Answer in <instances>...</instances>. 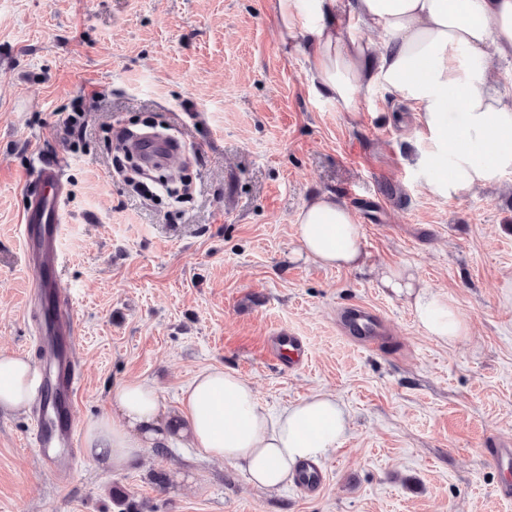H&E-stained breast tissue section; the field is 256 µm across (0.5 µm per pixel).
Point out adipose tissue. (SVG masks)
<instances>
[{"instance_id":"obj_1","label":"adipose tissue","mask_w":512,"mask_h":512,"mask_svg":"<svg viewBox=\"0 0 512 512\" xmlns=\"http://www.w3.org/2000/svg\"><path fill=\"white\" fill-rule=\"evenodd\" d=\"M283 52L306 56L310 89L344 111L359 94L382 87L417 112L429 139L426 161L436 194L498 184L512 172V86L495 82L493 63L512 58V0H267ZM383 32L382 42L370 39ZM299 252L330 268L364 259L363 231L336 195L313 197L295 218ZM380 287L406 299L424 333L455 343L470 333L447 295L420 286L401 267L377 269ZM39 375L30 358L0 351V413L34 403ZM111 414L90 423L88 455L121 469L142 449L179 442L233 463L259 489L292 481L298 465L320 461L346 437L350 413L336 397L314 393L285 407L263 408L240 373L212 367L183 387L177 423L161 419L156 386L113 384Z\"/></svg>"}]
</instances>
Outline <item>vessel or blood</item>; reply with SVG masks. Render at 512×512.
<instances>
[{"instance_id": "obj_1", "label": "vessel or blood", "mask_w": 512, "mask_h": 512, "mask_svg": "<svg viewBox=\"0 0 512 512\" xmlns=\"http://www.w3.org/2000/svg\"><path fill=\"white\" fill-rule=\"evenodd\" d=\"M147 163L154 164L170 159L180 152L177 144L158 136L142 137L137 145ZM39 177L41 187L35 194L29 210L24 216L22 234L28 261L41 274V289L45 297L49 323L38 338L44 350V363L49 366V384L57 393L60 408L42 415L41 423L33 433L32 440L41 450L45 468L58 470L62 464L57 451L77 445V436L72 423V401L80 386L78 351L75 347L76 328L73 318L72 300L60 288L61 252L60 243L64 232L62 201L66 185L59 164L43 165ZM343 333L360 348L374 351L388 333V324L373 308L357 304L340 313ZM486 461L494 468H512V442L499 441L487 449ZM325 482L321 468L302 465L294 478L297 489L312 494Z\"/></svg>"}]
</instances>
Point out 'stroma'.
Here are the masks:
<instances>
[{
	"instance_id": "obj_1",
	"label": "stroma",
	"mask_w": 512,
	"mask_h": 512,
	"mask_svg": "<svg viewBox=\"0 0 512 512\" xmlns=\"http://www.w3.org/2000/svg\"><path fill=\"white\" fill-rule=\"evenodd\" d=\"M306 68L284 55L266 0H0V351L37 355L20 224L39 162L58 161L77 433L111 412L113 383L154 384L168 417L209 367L247 377L266 409L322 391L351 416L323 489L305 496L258 489L192 448L105 470L79 447L58 478L31 441L34 409L0 415V512H116V488L142 512H512L485 460L512 439V173L432 194L417 113L382 88L340 111L308 90ZM76 108L77 144L64 130ZM146 117L179 130L169 166L189 198L158 203L113 176L108 132ZM326 192L363 226L361 268L298 252L296 214ZM384 265L448 294L471 335L428 337L378 287ZM356 303L387 319L380 351L337 329V308ZM277 334L303 340L305 366L267 354Z\"/></svg>"
}]
</instances>
